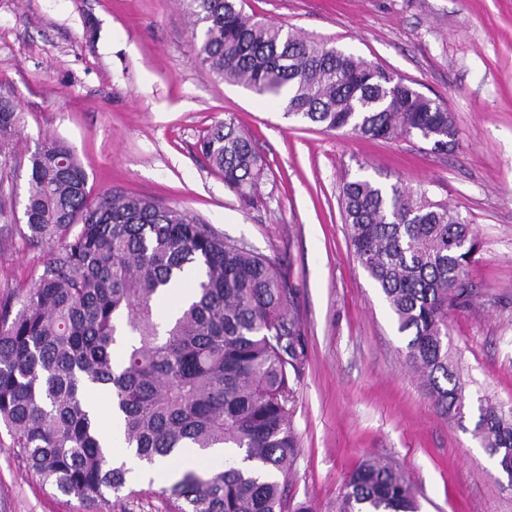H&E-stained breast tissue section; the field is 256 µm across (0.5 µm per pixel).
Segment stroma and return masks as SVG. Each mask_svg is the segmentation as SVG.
I'll return each instance as SVG.
<instances>
[{
    "instance_id": "35a3bbf8",
    "label": "stroma",
    "mask_w": 512,
    "mask_h": 512,
    "mask_svg": "<svg viewBox=\"0 0 512 512\" xmlns=\"http://www.w3.org/2000/svg\"><path fill=\"white\" fill-rule=\"evenodd\" d=\"M244 12L401 76L447 107L457 147L284 118L279 102L195 62L184 0H0V98L22 112L0 183V298L43 270L47 246L23 238L28 159L62 139L92 196L159 200L286 274L306 344L289 402L295 501L336 512L347 474L380 457L410 481L420 512H512V478L474 438L476 413L458 421L434 405L341 208L347 180H400L472 225L474 296L448 312V355L473 398L512 407V0H245ZM228 118L267 163L248 206L197 149ZM169 482L130 483L90 506L45 484L0 427V512H167Z\"/></svg>"
}]
</instances>
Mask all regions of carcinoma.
<instances>
[{"label": "carcinoma", "instance_id": "obj_1", "mask_svg": "<svg viewBox=\"0 0 512 512\" xmlns=\"http://www.w3.org/2000/svg\"><path fill=\"white\" fill-rule=\"evenodd\" d=\"M195 60L217 78L278 99L284 117L371 139L416 135L457 145L448 110L364 58L282 25L253 21L243 0H188ZM21 113L0 99V157ZM201 152L249 204L266 163L229 118ZM353 254L373 280L407 358L438 409L462 419L466 383L448 358V309L473 297L465 270L476 235L460 214L401 181L356 178L342 188ZM31 246L57 245L31 287L0 300V422L28 466L62 495L91 505L125 488L84 390L107 391L123 443L152 465L180 448H232L208 471L182 469L161 489L169 512H311L286 488L298 456L288 408L304 358L293 290L277 264L209 224L139 196L87 190L72 148L47 137L29 157L24 205ZM193 267L192 300L164 321L157 299ZM474 435L512 470V408L478 407ZM391 463L363 460L336 512H419Z\"/></svg>", "mask_w": 512, "mask_h": 512}]
</instances>
